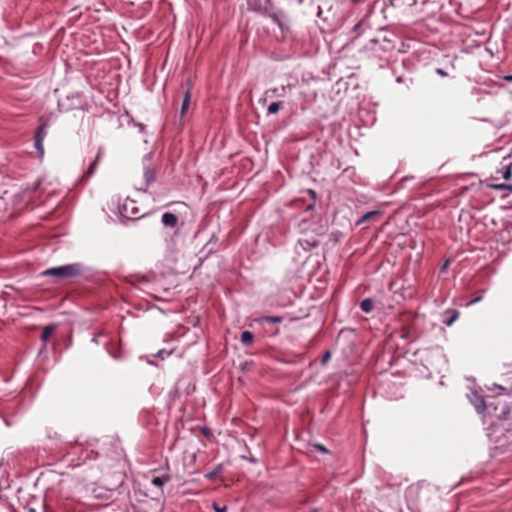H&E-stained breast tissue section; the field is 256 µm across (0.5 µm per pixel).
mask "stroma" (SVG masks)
<instances>
[{
    "mask_svg": "<svg viewBox=\"0 0 512 512\" xmlns=\"http://www.w3.org/2000/svg\"><path fill=\"white\" fill-rule=\"evenodd\" d=\"M510 304L512 0H0V512H512Z\"/></svg>",
    "mask_w": 512,
    "mask_h": 512,
    "instance_id": "stroma-1",
    "label": "stroma"
}]
</instances>
